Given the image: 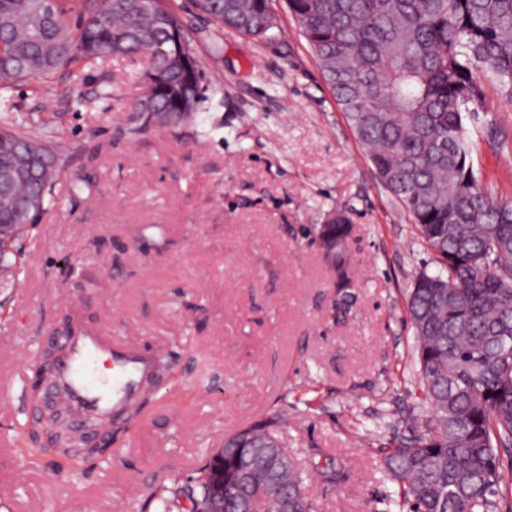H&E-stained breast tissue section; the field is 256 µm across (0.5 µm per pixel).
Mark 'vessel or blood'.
<instances>
[{
	"mask_svg": "<svg viewBox=\"0 0 512 512\" xmlns=\"http://www.w3.org/2000/svg\"><path fill=\"white\" fill-rule=\"evenodd\" d=\"M166 349H147L133 339H119L75 318L45 386L76 419L105 423L121 420L140 403Z\"/></svg>",
	"mask_w": 512,
	"mask_h": 512,
	"instance_id": "1",
	"label": "vessel or blood"
}]
</instances>
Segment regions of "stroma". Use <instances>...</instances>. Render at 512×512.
I'll return each instance as SVG.
<instances>
[{"label":"stroma","instance_id":"35a3bbf8","mask_svg":"<svg viewBox=\"0 0 512 512\" xmlns=\"http://www.w3.org/2000/svg\"><path fill=\"white\" fill-rule=\"evenodd\" d=\"M168 3L202 72L197 110L179 123L134 112L140 56L0 91V124L29 117L64 161L53 205L22 237L19 286L0 288V512H158L159 484L169 512H186L188 478L260 419L274 420L311 512H382L386 450L430 412L406 299L436 256L378 177L287 0H269L275 41ZM482 91L473 165L487 192L512 198V104L493 80ZM339 209L352 219L348 288L314 240ZM78 312L164 343L173 368L96 468L25 465L17 435L39 417L32 366Z\"/></svg>","mask_w":512,"mask_h":512}]
</instances>
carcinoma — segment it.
Returning <instances> with one entry per match:
<instances>
[{
    "instance_id": "obj_1",
    "label": "carcinoma",
    "mask_w": 512,
    "mask_h": 512,
    "mask_svg": "<svg viewBox=\"0 0 512 512\" xmlns=\"http://www.w3.org/2000/svg\"><path fill=\"white\" fill-rule=\"evenodd\" d=\"M379 177L440 257L420 273L407 307L431 416L420 434L389 449L398 512H489L512 495V200L481 186L468 122L483 110L481 78L512 102V0H287ZM216 26L263 41L278 39L268 0H192ZM181 35L166 0H0V89L114 54L147 57L150 85L135 111L177 119L202 91L197 64L151 49ZM36 160L15 175L16 158ZM60 168L51 145L20 118L0 126V262L14 266L22 212L44 210ZM347 213L321 224L317 238L343 288L351 287ZM273 421L224 440V512H263L288 496L305 506L301 474L268 447ZM26 434V461L44 448ZM210 465L190 479L204 500Z\"/></svg>"
}]
</instances>
